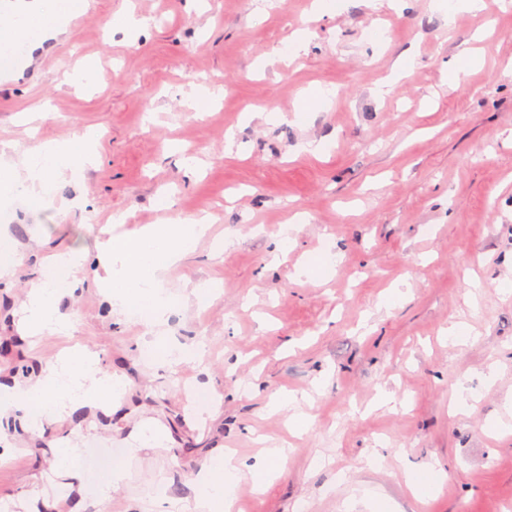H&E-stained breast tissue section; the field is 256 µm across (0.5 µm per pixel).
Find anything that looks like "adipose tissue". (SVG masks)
<instances>
[{
  "label": "adipose tissue",
  "instance_id": "adipose-tissue-1",
  "mask_svg": "<svg viewBox=\"0 0 512 512\" xmlns=\"http://www.w3.org/2000/svg\"><path fill=\"white\" fill-rule=\"evenodd\" d=\"M97 155L90 134L73 136L62 144H38L19 157L0 151V194L32 203L39 202L52 182L75 174L77 168L95 164ZM210 227L208 215L175 218L173 223L145 228L136 236H110L99 248L103 273L98 278L113 310L130 314L146 307L152 310L149 336L139 350L154 356L157 363L188 362L198 356L190 345L169 342L161 334L167 299L160 292L162 273L192 252ZM77 253L56 256L42 278L29 285L19 320L24 336L45 332H66L69 322L59 310L60 299L72 286V277L83 265ZM114 377L99 366L95 352L82 348L62 363L43 367L35 380L0 382V421L19 420L30 431L90 407L110 412L117 391ZM243 473L228 449H221L205 461L187 480V493L169 496L168 480L134 498L132 512H235Z\"/></svg>",
  "mask_w": 512,
  "mask_h": 512
}]
</instances>
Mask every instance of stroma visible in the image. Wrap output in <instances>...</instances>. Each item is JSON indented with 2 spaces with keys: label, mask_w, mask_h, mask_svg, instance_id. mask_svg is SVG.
Here are the masks:
<instances>
[{
  "label": "stroma",
  "mask_w": 512,
  "mask_h": 512,
  "mask_svg": "<svg viewBox=\"0 0 512 512\" xmlns=\"http://www.w3.org/2000/svg\"><path fill=\"white\" fill-rule=\"evenodd\" d=\"M145 32L103 27L142 0H92L85 19L58 40L63 60L33 78L0 76V142L24 152L93 128L97 164L55 182L47 202L0 204V230L20 258L0 279V374L24 382L65 348L99 353L124 384L110 416L81 411L43 433L7 428L14 451L0 463V505L24 512L22 494L47 493L68 512V478L53 475L58 439L100 448L95 488L112 466L128 479L102 512H129L133 497L161 478L176 494L216 451L259 456L263 440L294 448L262 492L250 479L238 512H512V8L448 14L431 0H335L313 15L312 0H282L257 16L256 0H155ZM316 28L299 56L289 41L305 19ZM480 64L464 82L448 77L462 52ZM411 56L409 77L393 66ZM104 78L72 83L77 61ZM390 93L379 94L385 83ZM220 86L223 99L195 117L185 92ZM331 90L329 101L302 92ZM282 113L267 121V112ZM325 142L323 152L301 144ZM203 159L194 179L185 155ZM174 193L185 214L213 216L196 250L164 276L167 333L199 343L198 363L162 367L137 349L145 325L104 301L91 253L102 226L134 235L167 223L156 196ZM301 221L279 266L271 256L283 225ZM88 258L61 310L71 336H21L20 305L46 256ZM335 253L334 267L296 275ZM204 283L206 302L185 299ZM399 301L386 308V294ZM470 337L452 344L448 328ZM473 396L453 414L456 382ZM223 399L193 418L195 394ZM308 393L310 426L289 434L271 399ZM158 447L125 461V439L143 419ZM384 461L367 468L366 457ZM444 479L428 498L407 477L424 466Z\"/></svg>",
  "instance_id": "1"
}]
</instances>
